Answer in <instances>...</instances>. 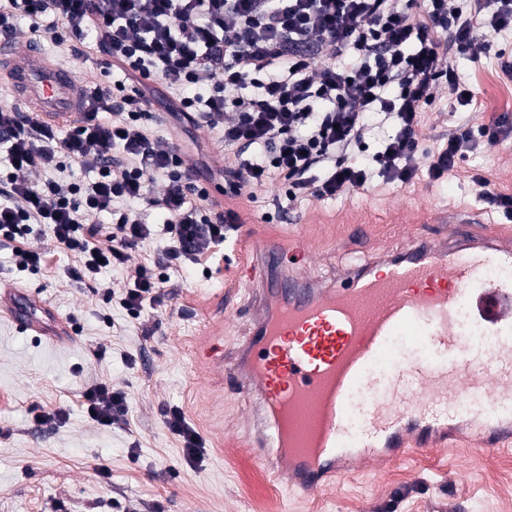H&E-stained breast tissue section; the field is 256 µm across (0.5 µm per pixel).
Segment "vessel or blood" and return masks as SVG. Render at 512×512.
I'll return each instance as SVG.
<instances>
[{"mask_svg":"<svg viewBox=\"0 0 512 512\" xmlns=\"http://www.w3.org/2000/svg\"><path fill=\"white\" fill-rule=\"evenodd\" d=\"M0 80L47 125L83 123L72 71L42 46L0 39ZM235 247L254 275L253 320L225 373L250 405L259 461L289 492L328 491L364 463L512 444V278L490 274L512 268V228L463 220L449 237H409L335 288L288 274L277 238ZM0 313L38 333L53 315L10 286ZM399 336L422 355L394 358Z\"/></svg>","mask_w":512,"mask_h":512,"instance_id":"1","label":"vessel or blood"}]
</instances>
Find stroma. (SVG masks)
<instances>
[{
  "label": "stroma",
  "instance_id": "obj_1",
  "mask_svg": "<svg viewBox=\"0 0 512 512\" xmlns=\"http://www.w3.org/2000/svg\"><path fill=\"white\" fill-rule=\"evenodd\" d=\"M15 25L18 36L43 44L49 60L69 67L79 80L107 84L94 50L75 54L69 43L55 42L24 17ZM475 37L476 57L456 59L474 102L459 106L447 88L437 89L418 128L419 168H426L449 132L488 124L495 116L484 105L490 89L512 86L497 58L499 51L512 53V32L489 35L479 28ZM167 129L175 140L193 142L188 161L223 168L221 128L171 123ZM477 175L494 192L512 195V139L481 143L435 182L422 176L397 186L378 178L328 202L308 194L287 201L284 186L271 182L227 206L256 218L266 233L283 227L285 218L296 219L301 237L319 256V276L331 284L396 249L411 233L436 234L433 219L440 214L505 223L502 212L477 198ZM29 245L44 253L45 264L8 270L11 251L1 248L0 283L47 303L69 334L51 344L0 315V512H501L500 489L512 485V447L402 459L302 497L270 480L250 449L225 436V426L241 420L244 409L206 337L222 329L225 353H235L248 323L247 295H224V269L234 261L228 245L167 270L162 302L145 304L136 319L111 291L125 281V268L106 270L92 288L70 281L67 271L79 258L60 248L50 229L32 234ZM95 382L124 389L123 423L103 427L86 416L82 393ZM174 406L205 443L202 467L185 463L180 437L163 423L164 410ZM59 407L64 420L35 421L36 413Z\"/></svg>",
  "mask_w": 512,
  "mask_h": 512
}]
</instances>
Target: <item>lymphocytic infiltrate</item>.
Segmentation results:
<instances>
[{
    "instance_id": "obj_1",
    "label": "lymphocytic infiltrate",
    "mask_w": 512,
    "mask_h": 512,
    "mask_svg": "<svg viewBox=\"0 0 512 512\" xmlns=\"http://www.w3.org/2000/svg\"><path fill=\"white\" fill-rule=\"evenodd\" d=\"M473 2L467 11L461 0H0L1 33L21 15L52 19L55 41L95 45L102 69L119 68L136 82L79 93L89 117L63 137L21 106L0 107V243L17 270L38 267L44 256L26 240L47 227L80 257L71 280L126 268L120 303L136 318L145 303L161 301L167 269L197 262L235 232L237 213L208 208L199 170L150 128L156 115L138 87L144 80L180 92L176 116L222 127L234 152L224 182L234 195L274 177L291 201L307 192L335 199L375 177L412 182L422 172L417 130L436 89L447 86L463 106L474 99L448 53L473 51L476 27L512 28V0ZM376 122L390 128L380 150L356 157ZM481 137H512V118L498 116L477 134L450 133L423 172L441 179ZM73 166L94 180L68 175ZM120 201L139 207L119 213ZM157 212L167 216L160 227L149 222ZM94 214L117 220L88 223ZM160 234L166 244L152 265H132L133 251ZM101 236L108 248L98 245ZM83 408L92 422L114 426L127 395L95 383ZM164 423L181 438L186 463L201 466L205 446L184 413L167 409Z\"/></svg>"
}]
</instances>
